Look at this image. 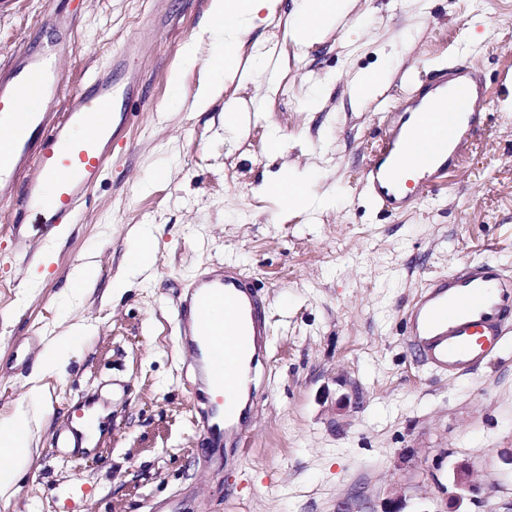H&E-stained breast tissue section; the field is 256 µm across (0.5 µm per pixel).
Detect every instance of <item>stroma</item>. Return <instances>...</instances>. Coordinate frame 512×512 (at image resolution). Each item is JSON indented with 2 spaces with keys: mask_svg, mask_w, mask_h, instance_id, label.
I'll use <instances>...</instances> for the list:
<instances>
[{
  "mask_svg": "<svg viewBox=\"0 0 512 512\" xmlns=\"http://www.w3.org/2000/svg\"><path fill=\"white\" fill-rule=\"evenodd\" d=\"M300 0H277L207 109L194 97L217 52L211 0H0V74L48 37L52 8L75 16L66 92L83 89L111 51L139 44L117 85L138 79L130 123L76 223L39 240L24 267L0 202V367L35 337L30 364L0 380V420L27 409L31 464L0 512H512V334L461 376L423 365L403 318L430 280L465 262L512 275V0H356L357 29L303 46ZM199 51L185 62L183 48ZM480 74L489 119L448 184L399 213L380 210L362 174L381 143L379 113L442 71ZM381 73L364 102L351 82ZM228 112H243L238 129ZM295 176L316 206L284 210ZM153 262L110 291L140 231ZM255 278L269 319L256 418L235 451L207 447L191 422L194 378L179 350L175 300L224 262ZM92 263L95 277L74 283ZM79 327L64 370L32 397V365ZM359 393V405L340 407ZM93 403L100 434L86 453L59 432ZM468 463L475 497L454 485Z\"/></svg>",
  "mask_w": 512,
  "mask_h": 512,
  "instance_id": "obj_1",
  "label": "stroma"
}]
</instances>
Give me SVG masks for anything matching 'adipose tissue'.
<instances>
[{"mask_svg":"<svg viewBox=\"0 0 512 512\" xmlns=\"http://www.w3.org/2000/svg\"><path fill=\"white\" fill-rule=\"evenodd\" d=\"M272 0H211V16L218 19L217 30L223 36V50L216 61L218 70H234L247 35L260 20L261 13L271 11ZM351 0H303L292 17V30L298 43L318 41L327 26L347 21ZM29 414L18 410L0 424V493L14 484L18 472L31 460Z\"/></svg>","mask_w":512,"mask_h":512,"instance_id":"1","label":"adipose tissue"}]
</instances>
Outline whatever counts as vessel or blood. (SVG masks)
<instances>
[{
	"label": "vessel or blood",
	"mask_w": 512,
	"mask_h": 512,
	"mask_svg": "<svg viewBox=\"0 0 512 512\" xmlns=\"http://www.w3.org/2000/svg\"><path fill=\"white\" fill-rule=\"evenodd\" d=\"M44 26L54 39L16 60L0 76V198L16 197L9 234L15 254H27L32 227L42 235L75 223L80 205L99 182L105 162L127 119L133 87L116 89L112 71L129 67L124 48L87 88L64 96L60 62L71 46L72 21L55 10ZM30 108L17 112L20 99ZM456 109L440 110L446 99ZM484 88L471 71L447 70L428 92L384 115L382 144L366 167V189L380 209H407L424 188L440 185L463 162L470 138L488 118ZM62 106L63 121L51 125L46 113ZM35 174L15 186L17 172ZM180 345L196 387L194 423L213 448L239 447L247 434L249 406L242 392L266 354L269 326L254 282L228 262L196 276L175 308ZM512 323V276L489 261L432 280L405 313V332L432 369L458 374L488 359Z\"/></svg>",
	"instance_id": "obj_1"
}]
</instances>
